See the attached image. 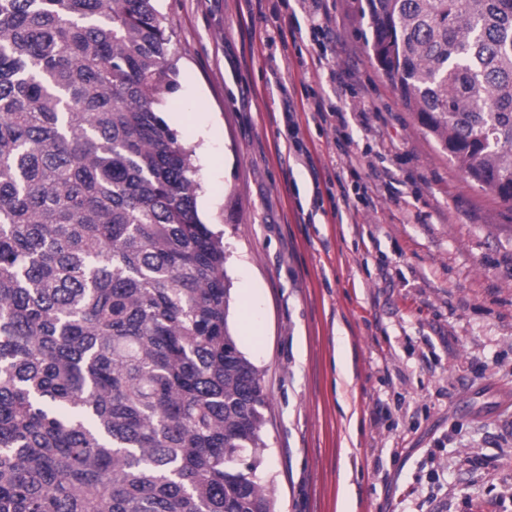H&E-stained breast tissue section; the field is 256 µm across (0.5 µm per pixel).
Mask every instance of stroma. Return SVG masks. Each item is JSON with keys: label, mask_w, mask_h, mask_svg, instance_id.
I'll use <instances>...</instances> for the list:
<instances>
[{"label": "stroma", "mask_w": 512, "mask_h": 512, "mask_svg": "<svg viewBox=\"0 0 512 512\" xmlns=\"http://www.w3.org/2000/svg\"><path fill=\"white\" fill-rule=\"evenodd\" d=\"M321 5L322 47L298 0L155 3L179 70L171 121L223 236L229 328L267 395L257 474L275 512H337L343 492L349 512H512V204L404 107L358 0ZM316 96L346 111L347 154L308 120ZM371 186L373 205L335 214L333 194Z\"/></svg>", "instance_id": "1"}]
</instances>
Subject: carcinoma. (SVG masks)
<instances>
[{
    "instance_id": "1",
    "label": "carcinoma",
    "mask_w": 512,
    "mask_h": 512,
    "mask_svg": "<svg viewBox=\"0 0 512 512\" xmlns=\"http://www.w3.org/2000/svg\"><path fill=\"white\" fill-rule=\"evenodd\" d=\"M376 66L512 203V0H358ZM154 0H0V512H272L267 405Z\"/></svg>"
}]
</instances>
